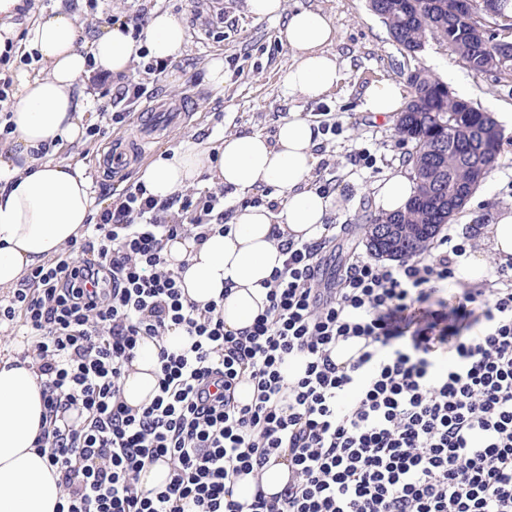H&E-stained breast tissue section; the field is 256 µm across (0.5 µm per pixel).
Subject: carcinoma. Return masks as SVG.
<instances>
[{"mask_svg": "<svg viewBox=\"0 0 512 512\" xmlns=\"http://www.w3.org/2000/svg\"><path fill=\"white\" fill-rule=\"evenodd\" d=\"M455 0H369L370 10L387 27L404 59L413 63L409 94L396 131L410 145L405 163L423 181L403 212L376 215L372 224H403L410 232L403 255L420 251L430 240L427 224H447L466 204L497 162L502 132L490 114L455 94L426 69L420 54L431 40L446 46L476 73L512 74V61L499 51L504 37L490 25L460 12ZM512 44V33L505 37ZM458 137L448 135L447 124Z\"/></svg>", "mask_w": 512, "mask_h": 512, "instance_id": "obj_1", "label": "carcinoma"}]
</instances>
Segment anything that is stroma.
Wrapping results in <instances>:
<instances>
[{"instance_id":"1","label":"stroma","mask_w":512,"mask_h":512,"mask_svg":"<svg viewBox=\"0 0 512 512\" xmlns=\"http://www.w3.org/2000/svg\"><path fill=\"white\" fill-rule=\"evenodd\" d=\"M144 0H99L96 13L78 6L81 31L92 40L109 20L124 18ZM156 9L175 16L186 29L180 56L159 82L157 97L176 100L192 97L193 107L152 139L143 138L137 121L121 131L85 138L79 145L50 151L55 160L81 167L98 198L121 192L137 179L141 166L162 149L177 147L186 137L207 141L228 134L273 135L279 123L292 115L313 118L333 113L337 134L325 135L317 148L314 170L317 185L339 198L329 217L346 232L327 252L322 265L327 279L357 254H366L363 227L376 214L373 187L389 172L404 165L408 150L396 132L395 121H377L364 108L367 87L386 80L407 87V65L382 20L367 0H288V9L313 8L325 13L336 28L328 47L335 55L342 79L328 95L309 100L283 92V78L294 54L282 37L285 18L256 17L244 0H157ZM224 59V85L215 88L204 80L207 62ZM424 67L450 81L451 89L487 112H512V76L470 71L450 49L428 42L420 55ZM370 158L355 162L359 149ZM123 153V167L109 171L99 161L109 151ZM512 206V134L501 141L498 161L487 178L442 233L460 235L465 224H489L495 214Z\"/></svg>"}]
</instances>
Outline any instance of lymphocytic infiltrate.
I'll return each instance as SVG.
<instances>
[{
	"instance_id": "lymphocytic-infiltrate-1",
	"label": "lymphocytic infiltrate",
	"mask_w": 512,
	"mask_h": 512,
	"mask_svg": "<svg viewBox=\"0 0 512 512\" xmlns=\"http://www.w3.org/2000/svg\"><path fill=\"white\" fill-rule=\"evenodd\" d=\"M124 24L144 62L98 98L93 136L127 126L172 65L148 56L146 10ZM191 229L201 240L228 232L223 190L160 201L127 186L68 257L32 269L0 304V322L21 320L40 360L41 443L65 490L61 512H183L186 500L195 512H512V275L497 269L495 287L448 303L437 286L467 242L446 234L426 259L358 257L333 285L318 261L336 236L329 224L325 239L287 243L266 310L235 333L165 266L166 241ZM175 326L191 347L159 349L158 393L132 409L120 396L125 364L140 338ZM351 337L364 345L345 370L331 354ZM297 354L305 374L289 384L280 367ZM245 381L254 397L236 401ZM282 450L287 486L233 499L229 484ZM160 460L166 485L139 489Z\"/></svg>"
}]
</instances>
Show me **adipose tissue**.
Listing matches in <instances>:
<instances>
[{"label": "adipose tissue", "instance_id": "adipose-tissue-1", "mask_svg": "<svg viewBox=\"0 0 512 512\" xmlns=\"http://www.w3.org/2000/svg\"><path fill=\"white\" fill-rule=\"evenodd\" d=\"M246 6L255 16L288 18L283 36L294 61L284 76L285 93L309 99L328 94L339 79L337 60L326 50L336 35L328 16L311 8L288 10L287 0H246ZM77 30V14L60 7L42 14L29 32V45L44 70L36 76L18 73L13 139L0 148V288L17 287L30 269L56 256L80 236L95 211L91 183L80 169L36 153L44 143L81 142L90 123L83 101L92 75L126 72L137 46L119 23L83 49L76 44ZM185 38L176 17L152 14L145 41L150 57H177ZM318 142L316 124L295 114L271 136L228 134L213 147L184 139L138 172L140 183L160 200L192 187L204 174L212 185L242 194L262 187L285 191L277 211L236 207L229 233L201 241L185 234L166 243L167 266L179 272L185 294L202 309L217 304L225 329L250 327L264 312V284L283 268L284 244L313 242L324 232L335 199L310 185ZM414 188L412 173H390L377 184L375 202L386 213L403 210ZM478 231L482 249L467 250L456 262L455 278L464 284L484 282L493 264L512 262V208L499 211ZM190 344L178 328L160 342L141 338L121 378L124 403L135 409L154 398L159 348L178 352ZM39 365L33 358L18 366L0 363V512H58L64 502L59 477L37 443L46 414ZM290 470L287 453L271 456L260 473L236 480L232 496L245 502L259 493L280 492Z\"/></svg>", "mask_w": 512, "mask_h": 512}]
</instances>
